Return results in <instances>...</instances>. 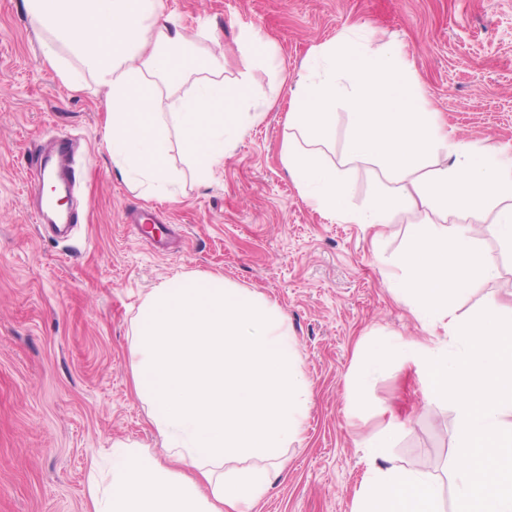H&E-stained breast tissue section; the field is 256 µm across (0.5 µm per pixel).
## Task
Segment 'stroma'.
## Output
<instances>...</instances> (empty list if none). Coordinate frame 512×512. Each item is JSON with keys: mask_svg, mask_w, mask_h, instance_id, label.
I'll return each instance as SVG.
<instances>
[{"mask_svg": "<svg viewBox=\"0 0 512 512\" xmlns=\"http://www.w3.org/2000/svg\"><path fill=\"white\" fill-rule=\"evenodd\" d=\"M187 32H217L203 48L224 52V75L247 59L255 33L272 66L276 98L207 182L186 178L174 201L145 197L112 170L95 86L70 93L40 56L25 0H0V512H87L95 461L117 442L160 448L130 376L131 320L159 281L186 272L223 275L287 314L312 398L287 467L256 512H352L367 469L363 441L399 425L395 464L432 475L456 451L452 402L426 397L423 378L392 357L351 408L359 345L386 335L441 337L397 299L381 271L409 246L406 224L380 238L360 224L322 217L280 160L290 90L310 50L351 26L400 46L419 91L452 142L512 151V0H166ZM66 132L81 140L83 211L68 232L30 214L29 150ZM130 208L159 209L156 252L124 222ZM499 274L459 298L456 313L488 302L512 314V251L497 211L467 219Z\"/></svg>", "mask_w": 512, "mask_h": 512, "instance_id": "35a3bbf8", "label": "stroma"}]
</instances>
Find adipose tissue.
I'll list each match as a JSON object with an SVG mask.
<instances>
[{
    "label": "adipose tissue",
    "mask_w": 512,
    "mask_h": 512,
    "mask_svg": "<svg viewBox=\"0 0 512 512\" xmlns=\"http://www.w3.org/2000/svg\"><path fill=\"white\" fill-rule=\"evenodd\" d=\"M26 7L43 35V64L73 92L89 78L102 90L112 167L150 196L177 197L172 146L197 180L209 179L264 114L253 90L268 56L227 84L223 55L199 52L165 0H26ZM187 83L190 94L179 96ZM166 94L177 98L174 111L161 108ZM340 101L350 109L346 164L377 165L386 180L360 208L350 204L346 172L325 152ZM286 119L281 161L325 218L379 234L405 214L411 245L387 270L389 288L423 325L450 338L446 347L399 336L365 345L353 406H363V386L398 352L426 379L431 398L455 405L454 512H512V316L494 303L455 315V299L494 278L497 267L470 225L447 221L455 211L498 206V237L512 249V157L493 144L449 142L397 44L359 27L312 50ZM130 353L133 390L149 406L164 456L114 444L108 473L91 471L90 512H253L282 475L311 403L287 316L222 276L184 273L143 297ZM395 439L389 427L366 440L369 464L353 512H441V485L391 461Z\"/></svg>",
    "instance_id": "obj_1"
}]
</instances>
